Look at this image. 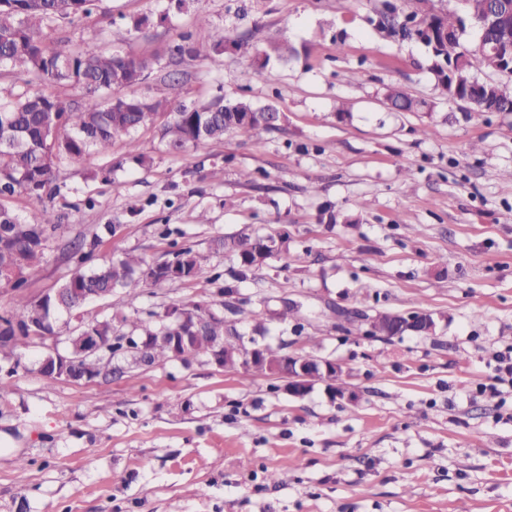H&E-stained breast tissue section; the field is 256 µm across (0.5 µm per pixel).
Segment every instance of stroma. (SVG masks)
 <instances>
[{
	"label": "stroma",
	"instance_id": "stroma-1",
	"mask_svg": "<svg viewBox=\"0 0 512 512\" xmlns=\"http://www.w3.org/2000/svg\"><path fill=\"white\" fill-rule=\"evenodd\" d=\"M373 4L197 0L181 14L172 0H100L61 24L67 46L93 39L152 59L138 95L175 106L245 97L285 119L259 145L230 133L207 151L172 153L161 113L134 135L149 168L119 139L107 155L64 161L52 189L10 199L23 219L46 206L63 216L27 278L29 299L70 277L67 248L79 243L94 265L126 251L153 265L190 246L209 254L210 275L147 285L132 303L93 301L59 318L56 339L0 354L11 373L0 389V512H512V114L441 97L424 46L382 39ZM219 28L261 51L287 37L299 57L257 68L228 52L215 65ZM183 34L198 55L175 66L169 50ZM388 85L432 114L389 111ZM477 141L488 152H473ZM326 208L341 223L322 222ZM229 234L283 242L237 284L240 332L252 337L253 312L296 303L301 331L269 319L266 342L302 354L318 337L314 356L342 365L353 401L322 382L294 397L282 379L204 360L133 365L117 353L113 374L91 381L38 373L82 319L117 315L131 336L147 313L180 302L223 312L238 263L209 247ZM335 305L424 308L438 327L370 339L337 328Z\"/></svg>",
	"mask_w": 512,
	"mask_h": 512
}]
</instances>
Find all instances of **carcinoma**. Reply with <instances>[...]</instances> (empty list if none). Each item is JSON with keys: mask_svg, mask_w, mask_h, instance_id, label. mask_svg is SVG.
Returning <instances> with one entry per match:
<instances>
[{"mask_svg": "<svg viewBox=\"0 0 512 512\" xmlns=\"http://www.w3.org/2000/svg\"><path fill=\"white\" fill-rule=\"evenodd\" d=\"M96 0H0V65H10L27 76L22 82L0 81V288L22 291L27 274L44 259L48 232L59 216L44 207L32 219L17 216L4 199L21 190L38 194L60 177L63 159L77 160L91 153L106 154L112 143L128 139L129 155L140 166H150L149 157L138 151L133 135L153 121L159 112H169L160 129L161 142L171 152L186 149L205 151L224 140L227 133L241 132L261 144L265 135L280 128L283 116L273 105L255 106L246 98L221 100L200 107H170L165 97L137 95L110 97V92L139 85L152 62L133 56L107 55L92 41L74 47L61 46L54 37L60 20L86 15ZM377 31L396 41L418 40L427 50L428 69L440 94L456 102H466L467 112L512 113V73H505L503 54L512 51V25L490 22L491 0H464L459 9L436 7L438 0H418L419 8L406 13L397 0H378ZM471 25L486 32L485 41L500 46L497 53L461 41L460 33ZM232 48L239 58L256 54L255 46L244 39H229L224 30L213 32L212 49L223 63L224 52ZM484 77L477 76V72ZM69 87L79 99L66 103L58 89ZM383 99L397 112H429L424 99L387 86ZM211 249L235 258L239 270L235 280L267 263L277 249L273 238L246 234L218 236ZM208 256L191 247L172 252V258L145 266L143 258L131 252L90 270L81 268L53 293L36 302L18 295L14 319L0 325V352H15V336L54 334L59 316L81 310L88 293L110 296L125 294L135 302L147 283L190 281L207 273ZM201 326L179 329L160 319L139 322L140 343L127 350L133 362L153 365L179 359H217L220 366L236 369L247 363V375H273L288 357L287 345L254 344L249 352L234 320L193 303ZM372 337L391 339L405 331L428 336L430 332L413 325L403 327L404 316L378 311ZM82 327L112 347H123L109 317L95 318Z\"/></svg>", "mask_w": 512, "mask_h": 512, "instance_id": "1", "label": "carcinoma"}]
</instances>
